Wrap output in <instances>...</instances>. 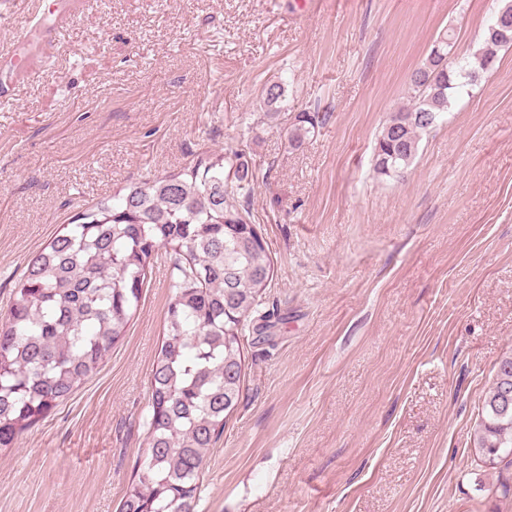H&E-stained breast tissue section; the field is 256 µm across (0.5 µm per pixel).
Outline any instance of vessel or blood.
<instances>
[{
    "mask_svg": "<svg viewBox=\"0 0 512 512\" xmlns=\"http://www.w3.org/2000/svg\"><path fill=\"white\" fill-rule=\"evenodd\" d=\"M45 8L53 18V26L42 40H33L30 34L25 32L11 52L0 54V69L7 71L11 82L24 80L32 73L47 43L52 42L57 33L83 14L85 0H45Z\"/></svg>",
    "mask_w": 512,
    "mask_h": 512,
    "instance_id": "obj_1",
    "label": "vessel or blood"
}]
</instances>
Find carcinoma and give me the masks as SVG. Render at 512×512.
<instances>
[{
	"label": "carcinoma",
	"mask_w": 512,
	"mask_h": 512,
	"mask_svg": "<svg viewBox=\"0 0 512 512\" xmlns=\"http://www.w3.org/2000/svg\"><path fill=\"white\" fill-rule=\"evenodd\" d=\"M452 35L437 38L409 77L410 103L378 132L374 170L402 173L422 135L451 100L476 85L512 48V3L502 5L484 46L448 61ZM267 116L285 100L265 85ZM319 116L300 112L298 147ZM254 179L245 153L228 147L177 173L133 183L116 201L78 214L29 261L0 320V450L44 420L93 375L127 331L161 255L171 256L168 333L153 362L148 454L120 512H196L201 466L224 432L244 378L241 336L273 278L263 236L246 206ZM475 455L512 465V356L500 360L474 432Z\"/></svg>",
	"instance_id": "cac0c4a2"
}]
</instances>
